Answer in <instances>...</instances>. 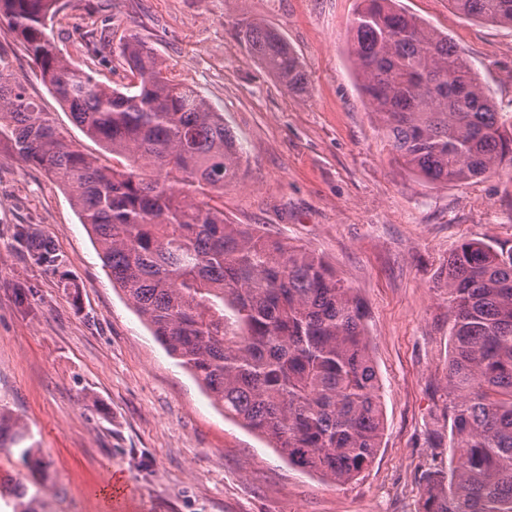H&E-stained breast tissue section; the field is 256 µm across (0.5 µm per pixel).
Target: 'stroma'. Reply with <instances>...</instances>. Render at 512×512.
<instances>
[{
    "instance_id": "obj_1",
    "label": "stroma",
    "mask_w": 512,
    "mask_h": 512,
    "mask_svg": "<svg viewBox=\"0 0 512 512\" xmlns=\"http://www.w3.org/2000/svg\"><path fill=\"white\" fill-rule=\"evenodd\" d=\"M52 33L73 64L120 86L137 36L195 82L243 147L224 219L324 257L364 301L385 426L372 464L339 484L288 463L214 406L152 336L102 265L60 187L0 138V406L50 462L30 486L37 512H421L424 476L447 469L449 254L465 240L512 250V169L435 185L401 167L358 89L350 28L360 0H62ZM444 31L512 125V26L467 18L449 0H400ZM282 33L308 79L288 93L237 36ZM0 60L82 151L112 156L76 126L14 35ZM52 240L60 270L34 261Z\"/></svg>"
}]
</instances>
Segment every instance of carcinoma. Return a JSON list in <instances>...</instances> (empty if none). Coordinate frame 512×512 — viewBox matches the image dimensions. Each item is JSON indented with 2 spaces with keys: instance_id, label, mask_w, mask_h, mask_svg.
I'll return each instance as SVG.
<instances>
[{
  "instance_id": "carcinoma-1",
  "label": "carcinoma",
  "mask_w": 512,
  "mask_h": 512,
  "mask_svg": "<svg viewBox=\"0 0 512 512\" xmlns=\"http://www.w3.org/2000/svg\"><path fill=\"white\" fill-rule=\"evenodd\" d=\"M460 14L512 25V0H450ZM59 0H0L5 25L84 134L121 159L105 165L69 141L0 61V137L55 181L87 225L112 280L167 351L226 416L288 463L345 484L376 456L384 430L367 311L320 256L211 204L240 176L243 148L196 85L167 72L132 37L136 80L114 88L62 56L48 32ZM241 39L293 95L299 57L276 30L246 22ZM361 94L395 160L430 183L512 166V135L470 61L396 0H363L350 35ZM34 261L57 268L54 244ZM448 472H430L422 512H512V251L474 240L448 256ZM0 448L47 481L29 428L0 412ZM18 479L0 486L35 512Z\"/></svg>"
}]
</instances>
